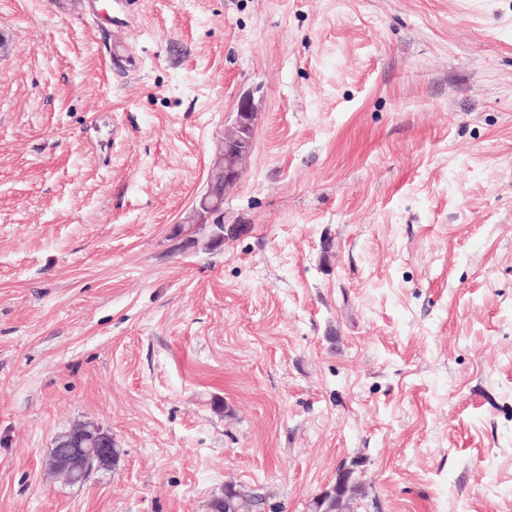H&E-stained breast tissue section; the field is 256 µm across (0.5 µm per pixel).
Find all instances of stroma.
I'll use <instances>...</instances> for the list:
<instances>
[{
	"label": "stroma",
	"instance_id": "1",
	"mask_svg": "<svg viewBox=\"0 0 512 512\" xmlns=\"http://www.w3.org/2000/svg\"><path fill=\"white\" fill-rule=\"evenodd\" d=\"M248 92L245 230L179 250ZM351 462L358 512H512V0H0V512ZM82 429V436L85 439L83 448H66V443L76 439L74 433L69 439L63 440V437L71 433V430L55 440L54 447L52 448V458L54 462H58L60 458H67L71 460V456L76 453L78 449L82 451L79 458L73 463V472L71 476L72 483L84 482L92 472L95 470H102L106 464L112 459V434L105 433L103 448H95L98 434L104 430L100 425L94 422H85L76 426Z\"/></svg>",
	"mask_w": 512,
	"mask_h": 512
}]
</instances>
